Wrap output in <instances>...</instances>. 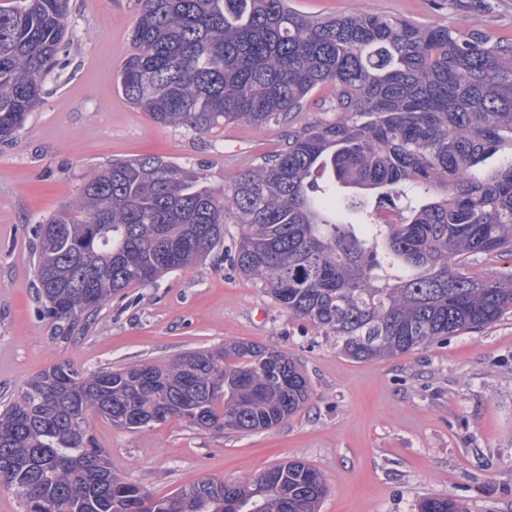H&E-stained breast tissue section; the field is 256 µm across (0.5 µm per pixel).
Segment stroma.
<instances>
[{
    "label": "stroma",
    "instance_id": "1",
    "mask_svg": "<svg viewBox=\"0 0 512 512\" xmlns=\"http://www.w3.org/2000/svg\"><path fill=\"white\" fill-rule=\"evenodd\" d=\"M305 15L370 13L512 40V0H290ZM138 0H70L68 65L48 80L16 142L0 144V401L65 363L88 373L164 365L197 349L253 342L294 356L309 401L265 431L224 433L184 421L126 430L89 419L112 471L161 497L201 478L235 482L302 461L328 488L320 512H418L449 494L468 512H512V313L479 332L384 359L355 361L335 337L292 317L232 264L224 247L153 287L128 289L86 331L56 337L36 300L34 227L72 202L84 173L152 154L230 184L288 138L287 123L244 122L206 135L155 124L117 83L132 51Z\"/></svg>",
    "mask_w": 512,
    "mask_h": 512
}]
</instances>
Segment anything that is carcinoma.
I'll return each mask as SVG.
<instances>
[{"instance_id":"obj_1","label":"carcinoma","mask_w":512,"mask_h":512,"mask_svg":"<svg viewBox=\"0 0 512 512\" xmlns=\"http://www.w3.org/2000/svg\"><path fill=\"white\" fill-rule=\"evenodd\" d=\"M126 100L205 134L299 118L230 185L161 156L90 170L34 228L42 314L62 336L129 288L198 263L244 232L234 262L357 361L481 331L512 312V41L386 15L313 17L288 0H140ZM70 0L0 3V142L65 66ZM332 95L302 117L316 88ZM286 352L254 343L82 374L53 364L0 405V487L23 512H318L326 484L289 462L224 490L205 478L153 497L112 476L89 417L269 430L310 398ZM419 512H466L431 495Z\"/></svg>"}]
</instances>
